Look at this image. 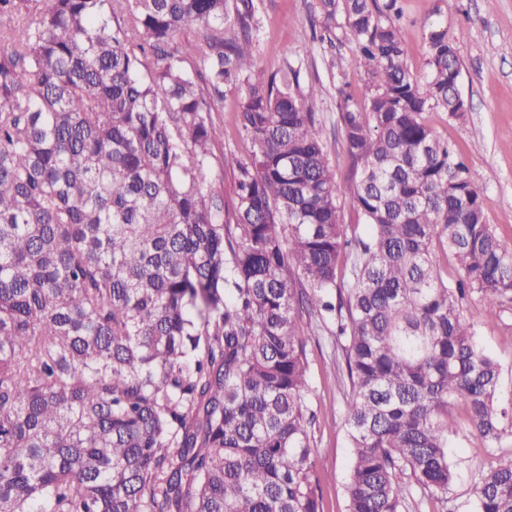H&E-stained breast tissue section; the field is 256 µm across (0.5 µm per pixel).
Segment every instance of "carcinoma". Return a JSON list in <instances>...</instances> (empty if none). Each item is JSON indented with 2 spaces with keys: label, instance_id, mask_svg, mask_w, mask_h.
Wrapping results in <instances>:
<instances>
[{
  "label": "carcinoma",
  "instance_id": "carcinoma-1",
  "mask_svg": "<svg viewBox=\"0 0 512 512\" xmlns=\"http://www.w3.org/2000/svg\"><path fill=\"white\" fill-rule=\"evenodd\" d=\"M398 2L319 0L369 84L336 86L342 185L254 0H0V512H323L306 316L342 352L347 512L442 502L459 405L492 449L474 512H512V409L461 310L512 316V249L425 120L466 112L456 47L414 75ZM234 112V98L231 95H227L224 98L223 111L213 112L216 123L224 125V139L219 142L215 149V153L221 158H224V154L229 156L230 154L244 156L249 148V146L236 135Z\"/></svg>",
  "mask_w": 512,
  "mask_h": 512
}]
</instances>
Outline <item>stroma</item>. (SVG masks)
<instances>
[{
  "instance_id": "obj_1",
  "label": "stroma",
  "mask_w": 512,
  "mask_h": 512,
  "mask_svg": "<svg viewBox=\"0 0 512 512\" xmlns=\"http://www.w3.org/2000/svg\"><path fill=\"white\" fill-rule=\"evenodd\" d=\"M263 26L255 55L266 70L283 58L300 66L304 83L320 86L315 101L323 140L339 183L351 178L336 110L337 80L349 83L364 98L368 82L349 49L335 50L312 41L318 20V0H256ZM400 26L407 62L416 75L427 69L431 33H446L457 47L460 91L467 106L464 118L453 119L435 109L427 122L477 171L483 206L501 242L512 248V0H400ZM476 325L479 345L497 362L498 400L512 403V321L485 318L478 297L463 304ZM309 382L314 403L323 406L315 430L324 512H346L345 484L351 450L344 426L345 393L340 380L342 355L329 335L307 336ZM488 454L487 445L467 427L452 437L448 456L454 478L440 512H473L475 484Z\"/></svg>"
}]
</instances>
